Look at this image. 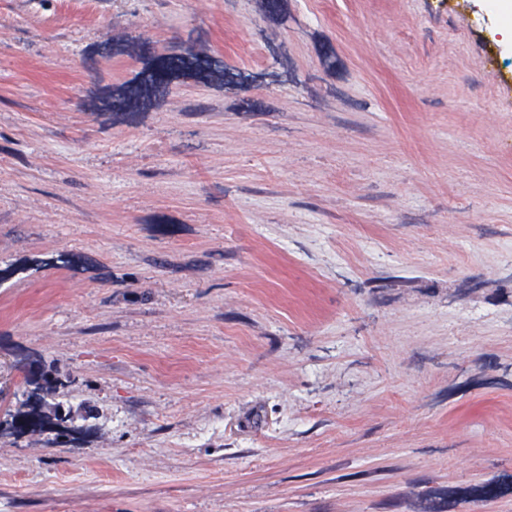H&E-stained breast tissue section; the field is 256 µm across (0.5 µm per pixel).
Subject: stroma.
Instances as JSON below:
<instances>
[{"label":"stroma","mask_w":512,"mask_h":512,"mask_svg":"<svg viewBox=\"0 0 512 512\" xmlns=\"http://www.w3.org/2000/svg\"><path fill=\"white\" fill-rule=\"evenodd\" d=\"M489 2L0 0V512H512ZM31 399L32 395L29 391L27 398L21 403L20 407L17 408L14 413H11L10 411L7 412L6 415L11 417V421L7 420L5 424L13 426L18 418L29 416H37L43 425L51 422L52 419L58 420L62 418L60 406L49 408L46 404L44 395L38 397L35 402H32Z\"/></svg>","instance_id":"1"}]
</instances>
